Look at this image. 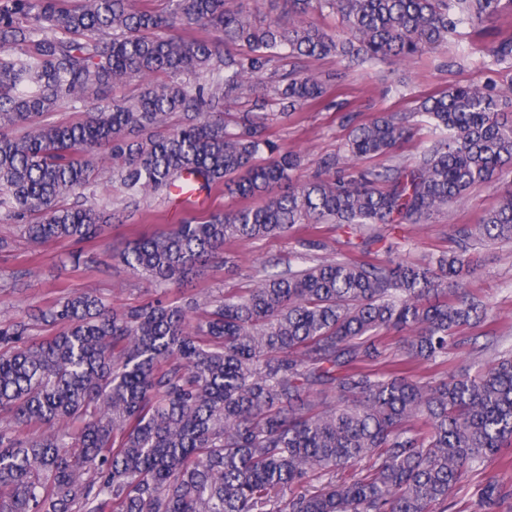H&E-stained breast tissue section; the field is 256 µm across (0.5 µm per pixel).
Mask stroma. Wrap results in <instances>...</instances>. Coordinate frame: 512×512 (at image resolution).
<instances>
[{"label":"stroma","instance_id":"obj_1","mask_svg":"<svg viewBox=\"0 0 512 512\" xmlns=\"http://www.w3.org/2000/svg\"><path fill=\"white\" fill-rule=\"evenodd\" d=\"M512 37V12L505 14L486 36L461 27L445 48L427 53L407 64H380L355 69L339 88L330 90L329 106H307L288 121L273 117L268 134L282 147L301 153L304 164L300 177L318 174L320 159L335 155L348 138L352 126L346 114L363 120L376 112H410L418 98L446 89L448 85L512 86V70L490 65L484 53L487 42ZM512 195V173L491 184L473 186L463 202L430 224L407 227L400 243L401 256L412 263L426 262L433 253L448 248L452 225L480 223L484 213L504 197ZM97 197L109 202L112 222L106 229V243L85 245L86 255L96 264L73 263V244L50 242L30 245L18 237L14 226L0 224V236L13 238L9 251L0 252V314L20 313L32 307H46L65 294L84 288L98 289L113 307L139 305L155 298L156 288L132 274L105 252L106 244H117L132 230L153 232L168 225L241 206V199L221 191L212 192L206 204L185 208L175 206L169 194L161 193L127 200L119 183L103 179ZM298 245L288 237L238 241L225 246L222 257L192 279L170 285L169 299L199 290L222 295L252 287L257 271L274 274L296 264ZM477 268L470 278L472 288L489 309L487 322L472 329V339L448 353L449 369L478 368L498 351L512 347V242L494 246L476 245Z\"/></svg>","mask_w":512,"mask_h":512}]
</instances>
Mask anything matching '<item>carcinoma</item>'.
<instances>
[{
    "label": "carcinoma",
    "mask_w": 512,
    "mask_h": 512,
    "mask_svg": "<svg viewBox=\"0 0 512 512\" xmlns=\"http://www.w3.org/2000/svg\"><path fill=\"white\" fill-rule=\"evenodd\" d=\"M288 21L248 0H0V223L33 245L101 238L105 168L128 198L183 176L256 205L136 234L112 257L166 289L224 245L288 236L302 264L241 292L157 298L120 310L93 289L0 321V512H448L474 471L483 512L512 498V352L438 377L483 322L464 282L470 239L512 240V197L424 264L376 232L429 224L478 183L512 172V107L490 85L453 84L415 112H380L301 179V157L266 134L325 99L342 73L303 59L419 57L512 10V0H284ZM332 16L333 26L308 21ZM177 26L215 39L174 37ZM512 67V37L488 50ZM140 81L132 97L109 90ZM260 91L232 125L225 110ZM79 120L46 123L61 107ZM169 133L154 129L173 113ZM423 116L439 136L413 166L390 156ZM20 128L16 134L13 129ZM81 200L64 205L75 193ZM334 224L367 259L319 255ZM52 327L46 336L31 331ZM350 469L348 478L340 473Z\"/></svg>",
    "instance_id": "carcinoma-1"
}]
</instances>
